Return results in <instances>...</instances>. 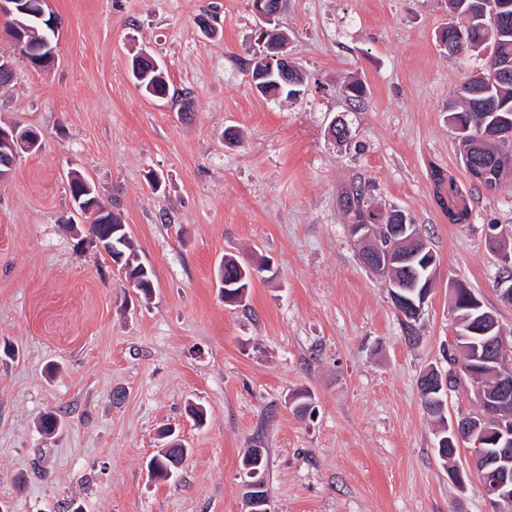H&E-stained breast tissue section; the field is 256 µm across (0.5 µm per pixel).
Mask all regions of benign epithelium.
<instances>
[{"label":"benign epithelium","mask_w":512,"mask_h":512,"mask_svg":"<svg viewBox=\"0 0 512 512\" xmlns=\"http://www.w3.org/2000/svg\"><path fill=\"white\" fill-rule=\"evenodd\" d=\"M254 12L261 21L259 28V49L256 51L261 63L251 74L253 88L261 93L280 91L285 86H301L304 79L298 77V69L288 58L283 49L269 45L267 36L274 34L268 25L275 21L279 11L274 0H253ZM512 7L506 0H487L483 13H491L500 21L507 19L508 8ZM0 16L12 20L16 36L15 48L25 55L29 63L36 68L49 66L56 57V47L45 41L39 46H32L25 41V35L31 29L26 24L34 19L55 30L60 21L57 16L46 13L43 0H0ZM453 129L478 143H500L512 140V118L505 112H484L480 118L467 123L458 120L452 124ZM0 180L12 168L20 151H31L38 146L39 136L32 129L18 130L14 127H0ZM465 167L473 182L481 184L489 193L496 188V181L487 168L475 164L470 157L464 158ZM353 238L363 244L360 259L365 267L379 276L388 288L391 301L396 310L412 318H419L428 299L436 286L437 259L431 256V271L416 297L408 298L396 292L400 287L398 279L391 275V270L405 268L420 253L429 249L418 225L410 218H401V223L391 226L393 243L379 237L375 231L373 220L368 219L362 224L349 225ZM489 244L501 255L505 264H512V252L509 251L503 238L497 233V227L488 228ZM467 294L468 305L473 309L469 313L468 332L475 336H490L494 340V352L474 368V363L464 361L454 366V372L460 378L473 379L485 373L492 376L494 385L485 391L475 387L476 398L483 403L484 413L469 417H453L443 423L440 432L445 434L441 447L457 448L462 443L472 445L471 466L462 470L455 465L448 466V477L460 488L464 487L470 473L481 476L485 490L493 497L492 509L501 510L503 504H512V362L496 352L498 348L509 347V342L499 330V322L495 313L484 307L482 301L468 288L458 282L450 286L448 297L451 306L461 294ZM428 389L437 391L448 390V373L436 368L425 372ZM246 502L249 512H270L268 493L262 481L245 483Z\"/></svg>","instance_id":"1"}]
</instances>
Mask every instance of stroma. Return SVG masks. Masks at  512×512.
Segmentation results:
<instances>
[{"instance_id": "1", "label": "stroma", "mask_w": 512, "mask_h": 512, "mask_svg": "<svg viewBox=\"0 0 512 512\" xmlns=\"http://www.w3.org/2000/svg\"><path fill=\"white\" fill-rule=\"evenodd\" d=\"M47 4L61 20L54 64L15 57L0 88V125L41 142L0 181V507L248 512L242 460L259 448L271 512H491L478 477L462 490L449 480L419 387L428 367H448L449 283L512 337L486 241L494 224L512 242V172L489 193L461 162L448 102L483 58L440 46L446 0H283L288 54L307 77L295 100L251 86L252 0ZM143 50L171 96L136 87ZM352 81L361 101L340 92ZM338 118L343 142L329 133ZM72 172L121 216L155 273L151 296L73 236ZM452 179L469 200L462 224L448 220ZM356 182L365 207L409 214L437 256L412 329L358 259L342 205ZM227 257L260 269L240 305L220 288ZM302 391L304 415L289 403ZM49 412L62 422L51 435ZM170 426L189 454L153 482L146 462Z\"/></svg>"}]
</instances>
